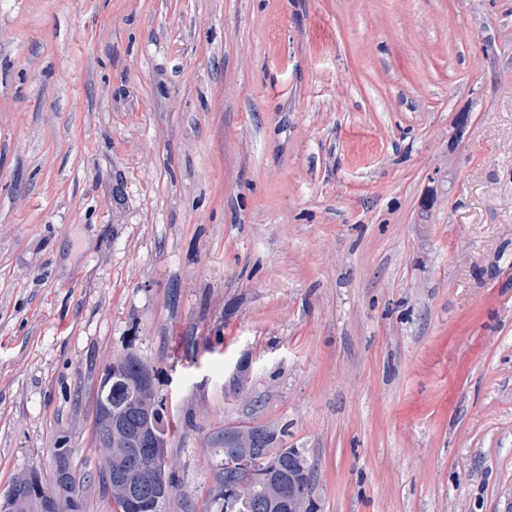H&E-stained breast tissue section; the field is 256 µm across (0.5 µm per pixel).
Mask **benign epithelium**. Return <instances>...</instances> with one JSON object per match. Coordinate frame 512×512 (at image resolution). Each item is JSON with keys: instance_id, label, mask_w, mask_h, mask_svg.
Instances as JSON below:
<instances>
[{"instance_id": "obj_1", "label": "benign epithelium", "mask_w": 512, "mask_h": 512, "mask_svg": "<svg viewBox=\"0 0 512 512\" xmlns=\"http://www.w3.org/2000/svg\"><path fill=\"white\" fill-rule=\"evenodd\" d=\"M126 359L122 358L113 362L103 373L96 392V406L99 413V424L96 432L97 447L100 452L99 468L105 474V490L108 498L120 497L126 499L134 491L132 474L146 467L153 476L154 482L161 485L162 491L152 501L153 512H160V505L165 500L171 487L165 481V477L172 472L174 461L162 451H155L148 455L134 452L127 453L128 457H137L134 467L124 466L112 468V439L121 437L124 431V419L118 409L125 408V404H117L113 400L115 392L112 391V380L122 377L121 371L125 368ZM126 389L135 391L143 397V403L137 405L140 410L143 426L134 445L141 448L153 447V439L156 437L155 420L158 405L154 392L153 370L144 360L140 361L138 371L133 377L123 380ZM250 436L242 435L243 447L224 449V498L231 501L251 500L256 512H268L272 508H280L285 512H309V499L305 492L295 489H284L276 482L266 481L263 495L254 496L253 484L246 481L234 482L230 475L244 464L245 458L251 455ZM71 449L57 448L55 456L58 461L60 478L68 485L69 492L59 493L45 488L39 474L35 470H28L15 479L13 486L26 490L33 497L31 503L32 512H80V497L75 492V476L69 469V457Z\"/></svg>"}]
</instances>
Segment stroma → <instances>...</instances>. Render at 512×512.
Masks as SVG:
<instances>
[{
	"mask_svg": "<svg viewBox=\"0 0 512 512\" xmlns=\"http://www.w3.org/2000/svg\"><path fill=\"white\" fill-rule=\"evenodd\" d=\"M268 427L317 512H512V0H0V494ZM129 355L126 368L127 357L125 356L113 362L104 371L96 392L99 424L95 438L100 452L99 468L105 474V490L112 503L114 496L123 499L131 496L135 486L132 474L146 466L150 471V475L153 476L155 485L160 484L162 487L161 493L155 496L152 501V511L159 512L161 503L165 500L168 492L171 491V487L165 481V477L172 472L175 465L174 461L166 455L168 454V423L165 414L160 421L158 420L160 433L163 436L165 445L164 448H161L162 451H155L145 456L136 450L137 460L133 468L125 465L122 468L112 469V438L119 439L124 431L122 412H118L117 409L125 408V402L118 405L113 400L115 391H112V380L116 378L115 381H118L123 378L124 376L120 371L124 368L125 375L134 372V368L138 365L139 361L136 355ZM139 359L140 363L137 373L132 378L126 377L122 383L125 384L127 391L134 390L138 395L142 396L140 398L143 400V404H139L136 407L140 410L143 426L138 439L133 442L139 423L136 418H131L127 423L123 436L126 442H133L134 445L142 448L143 452H147L148 448H156L153 445V439L157 436L155 432L156 412H160L158 405L162 404V402L157 399V395L154 392V375L151 366L141 357Z\"/></svg>",
	"mask_w": 512,
	"mask_h": 512,
	"instance_id": "obj_1",
	"label": "stroma"
}]
</instances>
